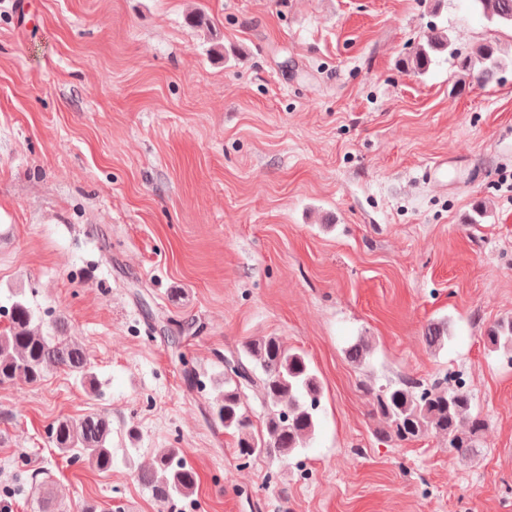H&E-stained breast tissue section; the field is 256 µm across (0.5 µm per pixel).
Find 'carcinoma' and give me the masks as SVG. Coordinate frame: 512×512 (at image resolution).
I'll use <instances>...</instances> for the list:
<instances>
[{
	"label": "carcinoma",
	"mask_w": 512,
	"mask_h": 512,
	"mask_svg": "<svg viewBox=\"0 0 512 512\" xmlns=\"http://www.w3.org/2000/svg\"><path fill=\"white\" fill-rule=\"evenodd\" d=\"M474 7L490 22L512 26V0H472ZM447 52L456 57L458 68L481 85L498 82L503 63L494 46L486 44L464 54L453 47L449 37L437 31L426 35L407 63L408 71L425 74L434 58ZM35 309L17 299L10 308V325L0 333V384L18 378L40 383L54 371L63 370L94 388L86 350L67 336L68 323L57 319L53 333L44 334L34 326ZM424 341L435 349L448 342L447 329L430 324ZM488 346L500 351L512 363V321L488 331ZM364 340L346 351L348 359L362 365L369 354ZM260 400L263 416L260 428L253 425L252 412L243 403L245 391ZM374 414L386 424L387 439L411 442L429 434L448 440V447L459 452L474 448L485 431L484 419L472 414V397L462 385L440 382L424 384L412 378L368 386ZM323 386L307 354L284 344L276 336H262L245 342L241 349L224 358L220 395L211 416L226 430L237 433V447L246 442L254 448L253 457L286 458L314 434L319 419ZM112 422L104 414L89 413L56 423L52 442L62 455L84 460L99 472L112 469ZM137 481L160 501L171 503L188 496L197 484L196 472L187 465L177 448H161L152 463L137 472Z\"/></svg>",
	"instance_id": "carcinoma-1"
}]
</instances>
